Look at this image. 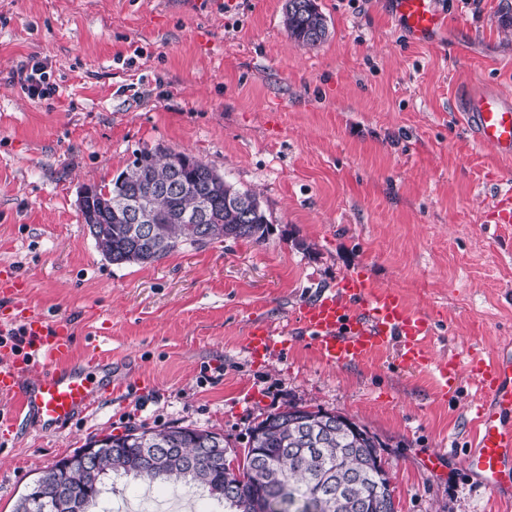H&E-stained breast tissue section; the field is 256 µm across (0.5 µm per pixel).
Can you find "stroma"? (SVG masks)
Listing matches in <instances>:
<instances>
[{"mask_svg": "<svg viewBox=\"0 0 512 512\" xmlns=\"http://www.w3.org/2000/svg\"><path fill=\"white\" fill-rule=\"evenodd\" d=\"M286 0H0V265L25 306L67 322L73 362L112 356V389L51 430L0 395V512L89 437L190 426L243 457L250 430L287 404L318 406L375 433L396 512H495L459 461L470 447L474 355L512 345V224L490 215L512 163L460 119L484 93L512 100V0H434L446 24L413 42L390 0H317L326 39L299 46ZM464 55H456L455 46ZM48 59L58 87L32 100L17 70ZM196 156L256 194L264 243L186 245L115 264L78 207L136 152ZM398 291L455 363L447 396L393 352L322 362L296 334L254 359L253 324L279 332L350 273ZM107 512H209L176 491L113 494Z\"/></svg>", "mask_w": 512, "mask_h": 512, "instance_id": "stroma-1", "label": "stroma"}]
</instances>
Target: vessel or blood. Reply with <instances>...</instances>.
<instances>
[{
    "instance_id": "obj_1",
    "label": "vessel or blood",
    "mask_w": 512,
    "mask_h": 512,
    "mask_svg": "<svg viewBox=\"0 0 512 512\" xmlns=\"http://www.w3.org/2000/svg\"><path fill=\"white\" fill-rule=\"evenodd\" d=\"M396 11L410 35L433 38L444 26L433 0H396ZM465 127L476 142L505 159L512 158V105L493 94L473 98ZM22 284L11 270L0 271V319L10 321L21 304ZM27 339L26 351L0 355V393L16 400L17 415L35 417L54 427L85 411L99 389L96 373L112 359L90 348V368L71 367L72 336L63 324L48 326L42 316H18ZM299 326L322 361L351 364L395 349L400 364L416 370L436 368L439 390L448 388V364L435 361L428 346L429 321L409 311L398 292L377 287L361 274L343 277L299 312ZM251 354L281 350L283 343L264 325L251 327L246 338ZM478 387L475 444L461 461L466 471L495 495L512 500V352L471 365Z\"/></svg>"
}]
</instances>
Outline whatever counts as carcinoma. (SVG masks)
Wrapping results in <instances>:
<instances>
[{"label": "carcinoma", "instance_id": "cac0c4a2", "mask_svg": "<svg viewBox=\"0 0 512 512\" xmlns=\"http://www.w3.org/2000/svg\"><path fill=\"white\" fill-rule=\"evenodd\" d=\"M288 35L301 46H314L325 36L323 15L315 0H288L283 16ZM188 189L167 195L155 191L172 168ZM242 191L202 160L186 153L143 149L131 167L110 183L89 187L79 205L98 249L116 264L157 262L184 245L216 239L266 241L269 222L261 206L243 217L233 205ZM138 196L150 208L156 233L150 240L128 224L114 203ZM208 202L207 222L191 224L183 217ZM322 408L289 404L255 425L243 462L213 463L200 451V440L224 439L215 432L189 426L156 430L130 429L113 436L120 452L102 453L92 470L62 471L59 460L44 471L16 505L15 512H57L69 491L76 508L93 512L106 492V477L131 478L150 486L166 482L175 488L201 490L224 504L225 512H396L390 481L378 452L381 443L365 426Z\"/></svg>", "mask_w": 512, "mask_h": 512}]
</instances>
